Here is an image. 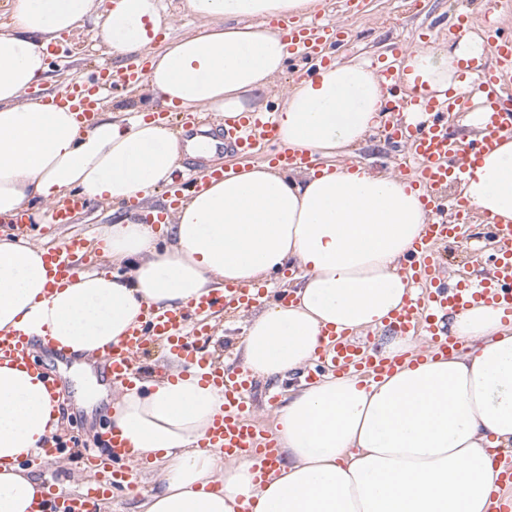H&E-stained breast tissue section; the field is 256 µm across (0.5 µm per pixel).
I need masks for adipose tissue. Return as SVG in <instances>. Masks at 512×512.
<instances>
[{"label": "adipose tissue", "instance_id": "adipose-tissue-1", "mask_svg": "<svg viewBox=\"0 0 512 512\" xmlns=\"http://www.w3.org/2000/svg\"><path fill=\"white\" fill-rule=\"evenodd\" d=\"M322 0H186L201 24L163 46V0H12L0 22V218H41L67 193L119 206L169 184L184 142L165 120L130 109L90 127L69 107L27 99L49 70V47L97 17L105 52L146 53V85L180 109L234 117L284 72L290 52L271 18L307 17ZM468 32L407 48L405 97L439 98L461 86L463 63L489 55ZM274 119L283 147L320 166L298 178L242 163L190 196L172 223L152 230L123 217L101 235L123 273L79 272L49 287L43 250L0 233V333L50 337L67 355L119 342L144 307L172 308L227 285L255 284L287 267L293 299L247 321L235 355L253 375L285 379L304 368L329 326H380L408 293L400 261L424 232L419 193L400 174L350 169L353 147L378 127L384 92L369 63L319 68L280 95ZM460 191L478 211L512 222V135L487 151ZM167 244L158 245V236ZM449 329L464 351L407 359L380 380L326 377L290 388L273 421L281 463L256 483L251 464L202 447L223 398L172 360L112 405V425L137 458L160 462V484L139 512H487L498 490L495 450L512 448V325L476 307ZM61 399L41 373L0 364V512H31L46 489L21 468L60 423Z\"/></svg>", "mask_w": 512, "mask_h": 512}]
</instances>
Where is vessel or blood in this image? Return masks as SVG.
Masks as SVG:
<instances>
[{
  "label": "vessel or blood",
  "mask_w": 512,
  "mask_h": 512,
  "mask_svg": "<svg viewBox=\"0 0 512 512\" xmlns=\"http://www.w3.org/2000/svg\"><path fill=\"white\" fill-rule=\"evenodd\" d=\"M485 23L497 64L484 70L473 83L472 94L485 110L479 135L465 140L449 132V113L462 108L454 96L445 100L429 98L417 102L418 112L424 115L423 121H396L388 127L390 140L407 142L413 147L415 161L400 160L398 169L420 190L429 221L424 236L414 244L399 269L407 285L420 283L425 291L408 296L404 305L391 315L387 328L399 336H426L425 351L433 355L447 354L456 346L448 333L449 316L479 304L512 314V224L490 222V233L497 239L499 248L485 255L484 261L491 266L492 272L480 282H472L470 270L466 267L457 271L453 282L444 281L438 257L439 246L461 243L462 226L473 218L467 199L461 197L456 203L448 202V189L472 173L482 154L502 134L512 133V98H503L499 91L502 78L512 73V36L501 35L495 11L487 12ZM280 27L290 52L298 53L313 68L331 62L333 49L345 42L343 31L321 21L287 20L281 22ZM379 75L383 89L389 93L385 103L387 112L402 111L403 102L393 95L401 83L400 71L389 65L380 70ZM146 76L147 67L142 63L127 66L117 78L108 69H92L73 78L61 99L69 103L71 111L89 122L99 110L98 89L105 86L126 91L139 89L144 87ZM219 138L224 149L236 153L269 150L272 162L286 170H302L312 164L311 156L279 147L275 124L262 112H251L226 123ZM86 204L87 200L82 195H70L55 210V223H71L74 214ZM451 207L456 210V218L448 221L443 214ZM87 261L85 243L77 237L68 238L49 250L46 262L53 286L72 281L79 267ZM268 299L262 286L233 285L225 288L224 292L191 299L175 309L160 311L150 306L144 310L138 325L104 353V369L113 385L129 388L139 380L137 362L146 345L156 340L164 341L170 353L188 362L202 382L215 387L224 398V412L207 430L202 447L246 458L261 481L267 480L276 469L279 454L272 434L256 426L250 414L254 386L251 372L244 367L224 368L199 353L192 338L207 335L206 319L209 315L248 308ZM32 344V337L22 332L0 335V361L8 359L29 364ZM404 361V356L384 354L372 341L355 340L353 331L342 329L327 333L322 350L312 360L305 376L310 379L328 370L342 377L364 371L380 378ZM101 439L112 454V468L104 482L86 487L77 494L50 488L48 512H98L102 498L109 496L113 488H135V475L124 465L132 454L128 440L113 428L104 432ZM496 469L499 491L495 495L492 512H512V459H498Z\"/></svg>",
  "instance_id": "1"
}]
</instances>
